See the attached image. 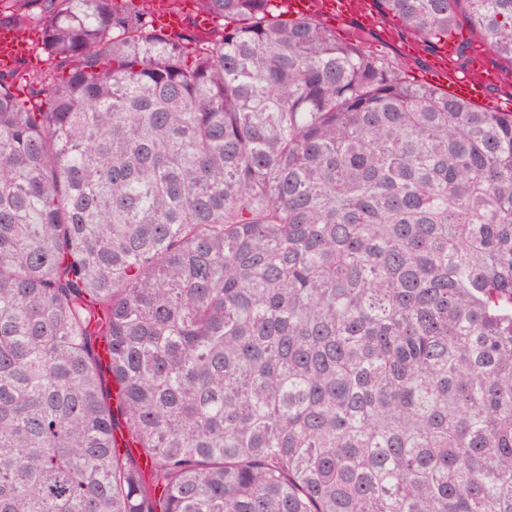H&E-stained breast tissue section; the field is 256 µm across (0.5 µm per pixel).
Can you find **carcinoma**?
Returning a JSON list of instances; mask_svg holds the SVG:
<instances>
[{
    "mask_svg": "<svg viewBox=\"0 0 512 512\" xmlns=\"http://www.w3.org/2000/svg\"><path fill=\"white\" fill-rule=\"evenodd\" d=\"M197 2L0 0V512H512V111ZM372 2L512 73V0ZM5 14L7 13L0 14V67L10 68L18 58L13 68L25 78L52 72L54 61L49 59L38 46L31 44V41L19 57L24 48L21 35L14 28L2 27L5 26V18H3Z\"/></svg>",
    "mask_w": 512,
    "mask_h": 512,
    "instance_id": "cac0c4a2",
    "label": "carcinoma"
}]
</instances>
